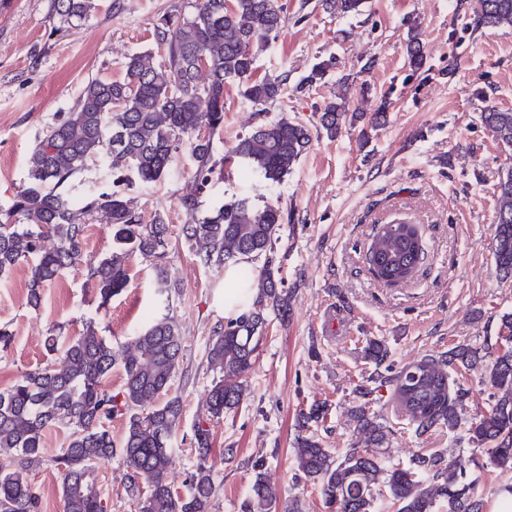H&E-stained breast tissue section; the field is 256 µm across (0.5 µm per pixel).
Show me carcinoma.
Wrapping results in <instances>:
<instances>
[{
	"label": "carcinoma",
	"instance_id": "cac0c4a2",
	"mask_svg": "<svg viewBox=\"0 0 512 512\" xmlns=\"http://www.w3.org/2000/svg\"><path fill=\"white\" fill-rule=\"evenodd\" d=\"M365 0H323L325 9L358 14ZM95 0H53L61 21L87 19ZM282 0H195L189 16L170 14L158 28L165 55L127 57L121 80L92 77L84 85L78 107L63 112L37 137L24 159L28 182L11 205L0 211V278L25 264L29 269V303L36 308L42 289L56 282L82 254L88 221L97 214L112 225V248L89 264L88 280L102 304L126 287L127 265L135 255L155 261L158 293L169 295L178 285L166 274L168 224L157 212L145 220L117 191H95L75 198L72 179L96 165L99 182L134 178L151 184L174 174L175 154L187 149L195 167L198 193L181 199L186 221L184 243L207 264L238 267L230 301L240 314L214 332L207 348L209 367L217 374L207 391L205 408L194 426L199 463L185 493L172 490L166 476L176 457L173 438L182 415L178 396H168L180 363L182 343L174 318H151L131 347L116 351L100 336L94 319L80 335L63 339L56 330L45 347L53 363L25 372L0 391V512H40V498L28 474L40 462L47 429L68 430V442L55 458L61 473L65 512H108V501L93 473L102 460L119 456L132 470L130 494L138 512H210L215 485L206 464L211 447L210 424L237 407L246 396L256 351L271 311L288 320V297L278 288L281 268L272 267L275 234L284 212L272 202L258 204L250 195H234L210 215L199 217V193L224 166L237 167L241 180L273 190L284 182L312 143L310 128L284 116L261 122L239 136L224 157L216 159L213 136L224 123V87L235 81L241 95L257 108L284 95L285 78L255 79L256 60L271 48L285 26ZM479 24L512 26V0H483ZM414 71L426 57L416 35L407 43ZM348 113L345 101H329L318 116L326 135L337 136ZM481 120L495 138L512 150V110L486 107ZM208 134H201L202 129ZM494 261L501 279L512 278V169L496 184ZM398 224L379 225L369 246L374 276L396 286L413 279L427 257L418 225L411 236ZM265 258L259 275L244 264ZM373 364L355 392L360 404L351 416L363 440L334 458L314 435L296 439L294 461L302 475L317 483L328 512H377L388 491L398 512H483L476 481L467 478L462 459L443 452L415 453L407 463H387L379 454L388 447L391 427L380 423L367 405L383 387L408 416L415 436L439 427L450 432L461 424L470 391L455 379L484 356L476 348L454 347L437 356L395 367L390 351L378 340L365 348ZM123 370L119 391L105 385L115 366ZM493 393L489 410L470 422L465 439L484 451L474 465L512 469V345L499 348L489 367ZM128 416L122 447L115 448L109 423ZM263 463L255 471L246 512H276V489L265 480Z\"/></svg>",
	"mask_w": 512,
	"mask_h": 512
}]
</instances>
